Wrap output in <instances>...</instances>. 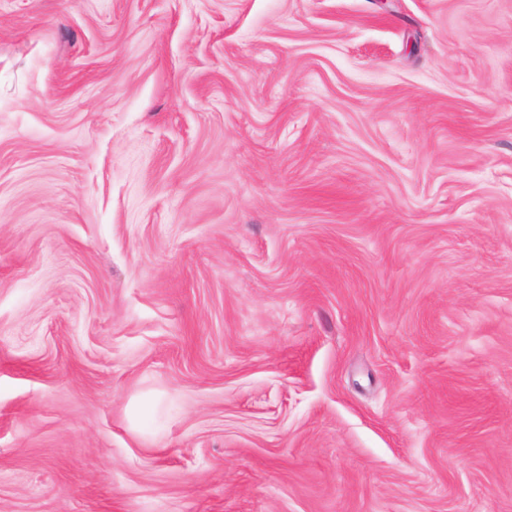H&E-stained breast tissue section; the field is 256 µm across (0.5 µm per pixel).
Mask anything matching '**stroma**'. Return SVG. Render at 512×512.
<instances>
[{"label": "stroma", "instance_id": "stroma-1", "mask_svg": "<svg viewBox=\"0 0 512 512\" xmlns=\"http://www.w3.org/2000/svg\"><path fill=\"white\" fill-rule=\"evenodd\" d=\"M0 512H512V0H0Z\"/></svg>", "mask_w": 512, "mask_h": 512}]
</instances>
